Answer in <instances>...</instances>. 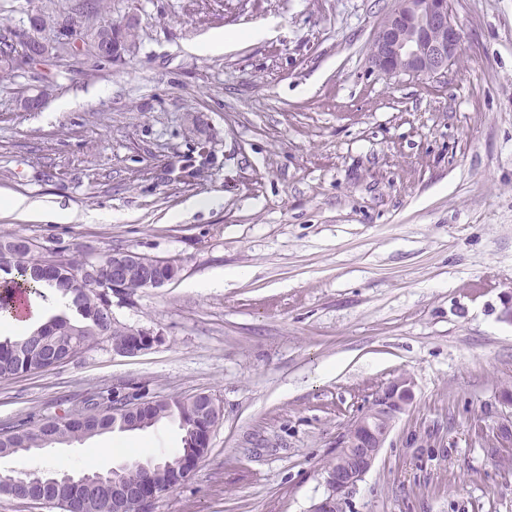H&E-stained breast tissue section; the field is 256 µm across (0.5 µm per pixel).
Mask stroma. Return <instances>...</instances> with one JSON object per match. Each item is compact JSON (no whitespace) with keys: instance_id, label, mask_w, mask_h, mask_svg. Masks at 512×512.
<instances>
[{"instance_id":"obj_1","label":"stroma","mask_w":512,"mask_h":512,"mask_svg":"<svg viewBox=\"0 0 512 512\" xmlns=\"http://www.w3.org/2000/svg\"><path fill=\"white\" fill-rule=\"evenodd\" d=\"M104 2V20L138 25L119 58L45 28L49 58L0 71V191L76 214H0V234L182 272L112 300L118 324L159 343L126 357L104 337L0 379V428L92 394L206 393L223 419L153 512H309L351 418L406 374L413 402L346 512H512V447L489 454L512 387V0H451L461 42L431 78L371 62L396 0ZM67 5L0 0V35ZM255 26L265 35L223 53L192 50ZM202 197L214 205L191 209ZM182 436L165 420L30 451L29 468L64 456L106 472L168 457Z\"/></svg>"}]
</instances>
